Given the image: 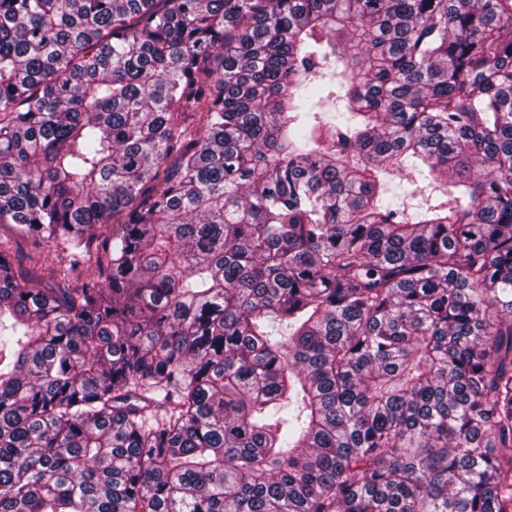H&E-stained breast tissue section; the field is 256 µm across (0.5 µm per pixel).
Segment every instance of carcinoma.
<instances>
[{
	"label": "carcinoma",
	"mask_w": 512,
	"mask_h": 512,
	"mask_svg": "<svg viewBox=\"0 0 512 512\" xmlns=\"http://www.w3.org/2000/svg\"><path fill=\"white\" fill-rule=\"evenodd\" d=\"M0 224V512H512V0H0ZM2 245H7L12 254L14 266L22 269L27 277H32L31 284L41 287L44 275L53 268L63 264L67 259L65 245L60 242L45 243L40 248H33L31 241L23 238L17 230L9 227L0 229Z\"/></svg>",
	"instance_id": "1"
}]
</instances>
